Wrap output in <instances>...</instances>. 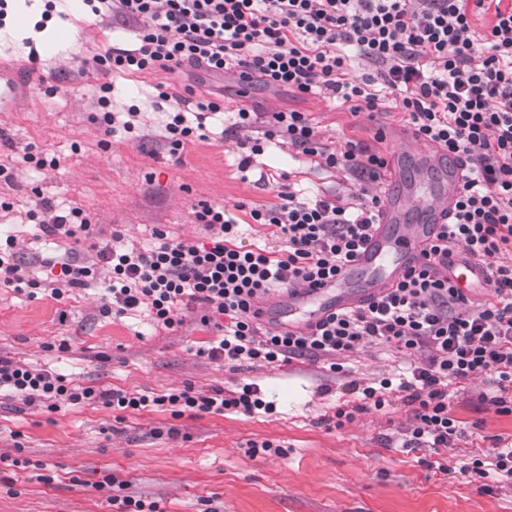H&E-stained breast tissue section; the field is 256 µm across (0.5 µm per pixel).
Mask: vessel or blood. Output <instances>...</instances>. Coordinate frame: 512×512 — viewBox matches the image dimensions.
I'll use <instances>...</instances> for the list:
<instances>
[{
    "instance_id": "vessel-or-blood-1",
    "label": "vessel or blood",
    "mask_w": 512,
    "mask_h": 512,
    "mask_svg": "<svg viewBox=\"0 0 512 512\" xmlns=\"http://www.w3.org/2000/svg\"><path fill=\"white\" fill-rule=\"evenodd\" d=\"M421 157L427 163L426 171L422 178L409 181L400 155H393L387 165V187L381 195L378 220L368 242L336 276L284 295L286 328L298 330L306 322L356 306L425 262L428 244L458 198L462 169L431 143L424 144ZM444 274L468 296L488 286L487 266L480 260L450 257Z\"/></svg>"
}]
</instances>
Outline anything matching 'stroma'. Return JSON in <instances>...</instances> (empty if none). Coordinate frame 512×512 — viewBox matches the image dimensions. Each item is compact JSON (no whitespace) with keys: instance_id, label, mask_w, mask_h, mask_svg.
Listing matches in <instances>:
<instances>
[{"instance_id":"stroma-1","label":"stroma","mask_w":512,"mask_h":512,"mask_svg":"<svg viewBox=\"0 0 512 512\" xmlns=\"http://www.w3.org/2000/svg\"><path fill=\"white\" fill-rule=\"evenodd\" d=\"M45 25L68 24L67 41L53 59L29 62L10 30L0 31V233L17 236L21 260L35 275L49 260L75 253L94 260L89 241L43 239L27 220L36 195L74 202L90 214L100 239L121 231L126 242L148 245L154 229L175 239L202 240L194 221L201 202L224 206L240 226L243 246L281 248L276 227L253 224L248 209L275 203L271 186L289 175L298 187L335 186L343 176L288 147L269 146L246 172L230 128L238 109L309 113L324 141L378 145L387 155L397 145L375 142L383 126H401L402 113L384 110L352 114L321 94L300 96L285 87L253 83L237 75L189 69L173 77L161 71L120 76L112 81L116 102L137 106L146 123L144 138L123 130L104 133L97 118L102 75L95 54L112 45L129 46L132 24L95 17L84 0H52ZM171 91L223 94L222 118L208 121L205 136L170 156L160 133V115L151 106L156 84ZM56 158L53 168L19 164L24 149ZM108 274L89 288L61 299L0 288V356L71 374L74 384L128 393L163 394L191 386L225 393L256 383L272 413L247 417L222 414L173 418L156 407L116 411L97 405H25L0 399V512H112L107 475L125 480L127 492L158 503L161 512H512V482L483 490L482 479L460 467L483 457L495 438L512 437V414L479 403L494 390L488 377L450 385V408L463 428L452 448L442 450L447 470L432 466L429 449L402 448L401 434L412 407L393 390L379 411L357 413L337 426V408L360 402V385L388 377L399 381L406 356L365 347L344 359L351 377L329 378L323 364L307 358L288 365L235 366L201 355L217 340L203 326L202 308L184 312L183 323L155 329L146 321L102 315L108 301ZM268 441L280 454L250 456L248 445ZM22 466H13V459Z\"/></svg>"}]
</instances>
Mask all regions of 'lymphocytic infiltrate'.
<instances>
[{
    "instance_id": "1",
    "label": "lymphocytic infiltrate",
    "mask_w": 512,
    "mask_h": 512,
    "mask_svg": "<svg viewBox=\"0 0 512 512\" xmlns=\"http://www.w3.org/2000/svg\"><path fill=\"white\" fill-rule=\"evenodd\" d=\"M92 13L137 21L136 46H110L92 58L101 74L198 68L308 94L321 92L350 112L388 107L405 115L415 133L462 161L464 183L449 223L441 225L426 261L388 292L331 314L300 333L263 327L258 305L270 292L314 285L334 276L367 241L387 166L378 149L321 139L307 113L239 109L235 130L245 149L239 167L249 170L269 142L316 160L319 168L350 175L345 189L323 188L305 197L293 184L275 187V204L249 212L253 223L277 227L285 247L270 251L238 246L239 223L224 207L198 204L194 220L207 241L176 240L155 230L150 246H125L120 234L97 246V261L71 256L56 275L39 279L16 258L17 241L0 248V285L17 291L88 287L99 266L110 270V301L103 313L146 312L154 326L182 321V310L201 306L223 316V333L203 353L230 364L286 362L325 356L332 373L341 357L361 346L386 347L410 359L402 388L414 410L404 447L440 451L462 435L450 409L448 387L488 375L497 387L490 401L508 414L512 391V0H87ZM488 18L486 26L477 21ZM365 71L354 77L356 62ZM224 106L207 96L184 99L166 112L163 140L177 155L207 118ZM194 119H187V112ZM38 226L49 236L90 232L78 206L61 209L39 200ZM488 261L487 298L470 304L441 278L451 251ZM23 404L57 410L60 404H99L115 410L163 407L185 412L231 410L246 416L272 411L260 387L209 393L192 387L147 396L80 387L50 369H34L0 357V392ZM471 475L512 481V439L498 438Z\"/></svg>"
}]
</instances>
